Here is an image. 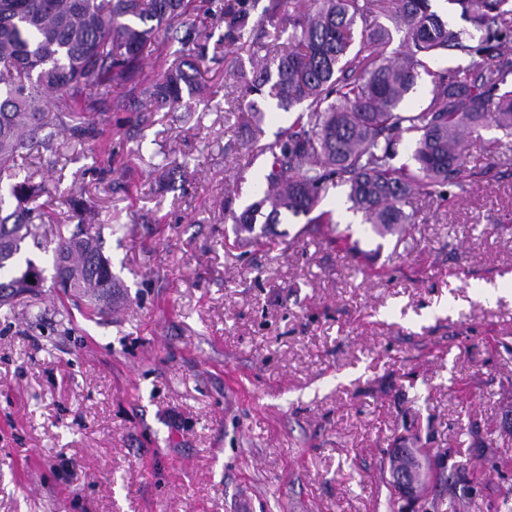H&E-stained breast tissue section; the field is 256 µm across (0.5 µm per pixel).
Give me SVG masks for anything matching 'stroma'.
Wrapping results in <instances>:
<instances>
[{
    "label": "stroma",
    "mask_w": 512,
    "mask_h": 512,
    "mask_svg": "<svg viewBox=\"0 0 512 512\" xmlns=\"http://www.w3.org/2000/svg\"><path fill=\"white\" fill-rule=\"evenodd\" d=\"M194 29L218 61L192 111L98 112L85 144L33 151L46 221L78 196L100 227L112 313L62 320L56 289L0 317V512H386L393 440L454 449L512 486V179L468 141L478 183L422 194L399 234L362 213L310 235L289 218L263 243L232 214L258 201L264 144L294 115L228 109L236 62L218 18ZM347 235L361 253L335 243ZM479 432L469 435V423Z\"/></svg>",
    "instance_id": "1"
}]
</instances>
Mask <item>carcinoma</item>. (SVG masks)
Wrapping results in <instances>:
<instances>
[{
	"mask_svg": "<svg viewBox=\"0 0 512 512\" xmlns=\"http://www.w3.org/2000/svg\"><path fill=\"white\" fill-rule=\"evenodd\" d=\"M194 2L0 0V171L15 169L63 132L88 135L82 120L93 112L126 110L114 88L133 85L145 112L153 106L191 111L183 89L192 97L200 91L197 67L186 71L181 61L155 81L135 79L156 33L172 28ZM202 2L224 19V38L253 57L265 52L231 93L256 112L254 97L269 85L281 109H298L284 136L265 147L273 159L267 188L232 216L238 231L254 232L256 215L266 207L260 235L289 215L307 217L318 233L334 223L317 207L338 185L378 231H397L410 223L402 204L412 195L443 205L447 187L480 181L484 171L468 165L469 137L492 124L512 136V52L505 50L512 42V0H448L469 18L471 32L448 28L431 0H267L264 17L288 22L270 44L262 42L267 33L250 24L253 0ZM285 32L287 44H276ZM394 32L403 33L401 49L388 56ZM459 57L474 62L443 66ZM424 74L432 78L429 104L420 112L400 111ZM405 134L415 138L412 167L393 163ZM43 191L26 177L0 194V308L11 310L17 294L37 293L23 284L32 271L44 279L25 247L39 248L49 237L56 241L53 285L61 301H83L96 313L112 308V265L85 223L87 204L69 199L77 224H47L37 204ZM500 471L492 459L467 477L472 497L488 500V512H512L511 487L497 500L485 494ZM463 474L456 464L429 470L422 493L439 497Z\"/></svg>",
	"mask_w": 512,
	"mask_h": 512,
	"instance_id": "cac0c4a2",
	"label": "carcinoma"
}]
</instances>
